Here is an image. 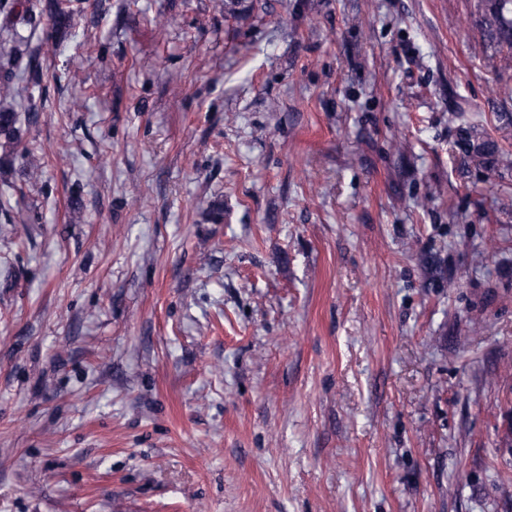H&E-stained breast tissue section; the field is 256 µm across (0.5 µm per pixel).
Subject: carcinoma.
Segmentation results:
<instances>
[{
  "mask_svg": "<svg viewBox=\"0 0 512 512\" xmlns=\"http://www.w3.org/2000/svg\"><path fill=\"white\" fill-rule=\"evenodd\" d=\"M29 6L25 0H0V17L3 28L10 36V48L0 55V161L10 163L16 157L25 159L31 175H38L40 165L31 151L22 146L20 115L15 103L21 97L20 83L38 86L45 76L43 61L46 56L57 51L54 42L32 46L29 37L21 34L20 28L32 24L28 15ZM50 21L55 28L66 26L74 16V11L65 0H50L47 5ZM485 23L493 30L500 48L512 53V0H489ZM475 127L462 129L456 147L478 164L512 167V156L500 151L496 142L478 140L474 136Z\"/></svg>",
  "mask_w": 512,
  "mask_h": 512,
  "instance_id": "cac0c4a2",
  "label": "carcinoma"
}]
</instances>
